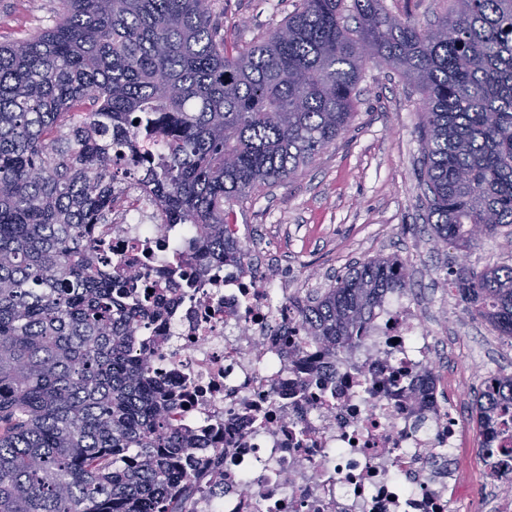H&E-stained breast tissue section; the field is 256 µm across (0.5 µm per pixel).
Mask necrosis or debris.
<instances>
[{
    "mask_svg": "<svg viewBox=\"0 0 512 512\" xmlns=\"http://www.w3.org/2000/svg\"><path fill=\"white\" fill-rule=\"evenodd\" d=\"M118 269L141 273L137 294L159 303L140 341L179 401L178 431L204 430L225 456L195 512H452L471 489L451 467L462 446L447 408L439 350L411 296L385 301L336 357L295 349L291 289L254 255L202 269L186 263L196 231L162 224L146 187L99 227ZM500 454L484 468L512 512V428L487 434Z\"/></svg>",
    "mask_w": 512,
    "mask_h": 512,
    "instance_id": "4bbe7bcc",
    "label": "necrosis or debris"
}]
</instances>
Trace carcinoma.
<instances>
[{
	"instance_id": "obj_1",
	"label": "carcinoma",
	"mask_w": 512,
	"mask_h": 512,
	"mask_svg": "<svg viewBox=\"0 0 512 512\" xmlns=\"http://www.w3.org/2000/svg\"><path fill=\"white\" fill-rule=\"evenodd\" d=\"M56 24L0 44V512H193L207 460L168 427L172 399L137 347L148 300L112 275L94 229L126 186L162 224H191L199 265L240 251L228 212L335 145L366 64L419 92L433 238L512 235V0H448L422 27L383 0H298L280 26L226 47L211 0H60ZM449 284L512 338V264ZM395 257L293 294L300 335L334 355L411 289ZM478 422L512 415V375Z\"/></svg>"
}]
</instances>
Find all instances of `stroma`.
<instances>
[{"mask_svg":"<svg viewBox=\"0 0 512 512\" xmlns=\"http://www.w3.org/2000/svg\"><path fill=\"white\" fill-rule=\"evenodd\" d=\"M58 0H0V43L52 27ZM296 0H213L224 41L239 47L277 27ZM357 114L334 146L288 183L234 207L239 241L263 247L280 274L305 295L327 287L375 256L400 259L412 275L425 315L450 337L448 400L473 402L488 370L512 374V338L472 318L443 280L451 263L478 270L512 263V238L484 240L471 250L436 243L424 227L418 92L384 65H369L359 83Z\"/></svg>","mask_w":512,"mask_h":512,"instance_id":"obj_1","label":"stroma"}]
</instances>
